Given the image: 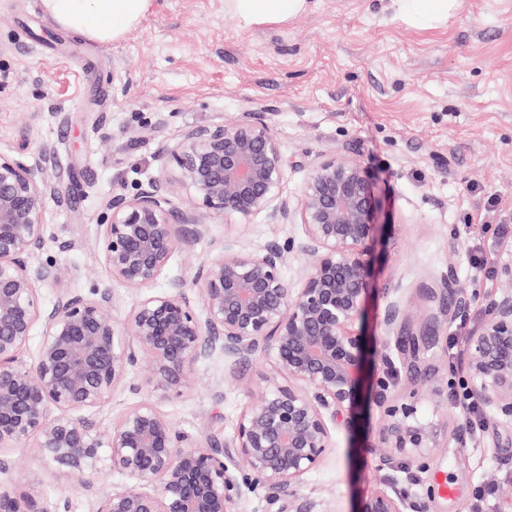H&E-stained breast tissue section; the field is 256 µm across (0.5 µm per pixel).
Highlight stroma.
Masks as SVG:
<instances>
[{"label": "stroma", "instance_id": "obj_1", "mask_svg": "<svg viewBox=\"0 0 512 512\" xmlns=\"http://www.w3.org/2000/svg\"><path fill=\"white\" fill-rule=\"evenodd\" d=\"M251 116L266 122L294 160L284 193L295 198L312 163L358 144L381 201L384 229L370 248L373 289L357 327L369 347L386 336L384 311L398 296L414 329L434 333L436 349L419 361L414 391L418 415L466 424V446L433 449L423 475L428 512H512V425L486 424V407L470 409L442 386L463 374L461 326L486 317L512 268V0H460L447 25L419 28L394 15L389 0H315L313 8L281 24L241 28L224 0H154L142 24L122 41L102 45L74 38L32 0H0V154L33 171L51 155L65 196L48 204L55 241L47 257L92 266L96 281L71 288H111L112 314L124 319L137 291L114 284L96 242L113 192L133 193L156 173L167 140L200 125ZM155 137L134 140L130 129L155 122ZM176 253L166 279L191 284L197 266L214 257L235 232L222 219ZM473 302L463 320L438 321L433 296L440 277ZM268 361L234 363L214 354L197 367L193 386L158 398L185 446L229 439L251 395L260 393ZM140 367H131L94 412L111 426L139 394ZM357 430L337 428L336 446L299 490L329 502L333 512H357L371 491L362 478L378 454L384 414L363 395ZM0 489L36 498L42 512H94L121 476L90 474V488L69 483L37 449L5 453ZM42 475L37 488L29 472ZM496 474L500 487L476 501ZM447 482L453 494H443Z\"/></svg>", "mask_w": 512, "mask_h": 512}]
</instances>
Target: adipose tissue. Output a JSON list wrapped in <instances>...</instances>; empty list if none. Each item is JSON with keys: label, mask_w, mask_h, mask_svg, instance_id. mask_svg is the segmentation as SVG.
Wrapping results in <instances>:
<instances>
[{"label": "adipose tissue", "mask_w": 512, "mask_h": 512, "mask_svg": "<svg viewBox=\"0 0 512 512\" xmlns=\"http://www.w3.org/2000/svg\"><path fill=\"white\" fill-rule=\"evenodd\" d=\"M397 15L421 25H444L458 0H392ZM153 0H42L61 28L103 45L123 40L139 26ZM313 0H224V10L242 27L288 22L311 10Z\"/></svg>", "instance_id": "1"}]
</instances>
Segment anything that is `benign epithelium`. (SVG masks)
Returning <instances> with one entry per match:
<instances>
[{
	"mask_svg": "<svg viewBox=\"0 0 512 512\" xmlns=\"http://www.w3.org/2000/svg\"><path fill=\"white\" fill-rule=\"evenodd\" d=\"M158 176L129 196L112 194L98 246L112 279L131 290L149 288L165 274L185 242L171 222L184 206L186 233L201 238L199 214L240 229L262 216L268 224L299 218L305 239H274L254 251L224 244L194 273L195 289L179 281L141 297L121 322L112 317L110 288L63 290L47 307L40 290L89 270L40 260L47 237V200L62 187L0 155V452L30 440L73 483L104 464L125 483L98 499L95 512H232L242 488L288 490L277 512H316L299 502L297 487L335 447L332 428L353 427L365 365L378 360L372 388L386 423L382 452L357 512H428L414 490L440 424L415 416L400 396V372L415 377L420 348L434 343L411 332L413 316L398 300L385 311L393 344L370 354L355 329L371 292L368 256L380 229L372 179L351 148L310 167L295 203L283 195L293 163L267 124L252 119L201 125L170 141ZM305 256L301 286L284 276L290 257ZM490 301L484 322L463 333L466 396L481 402L495 423H512V269ZM454 272L440 278L446 312L472 299L453 295ZM42 335L30 367L19 355L36 325ZM217 351L238 361L269 356L273 372L249 401L224 445L183 436L153 397L179 395L197 364ZM142 363L146 397L110 428L87 412L99 407ZM403 456L416 470L400 464ZM0 512H35L25 498L0 494Z\"/></svg>",
	"mask_w": 512,
	"mask_h": 512,
	"instance_id": "7a95c632",
	"label": "benign epithelium"
}]
</instances>
